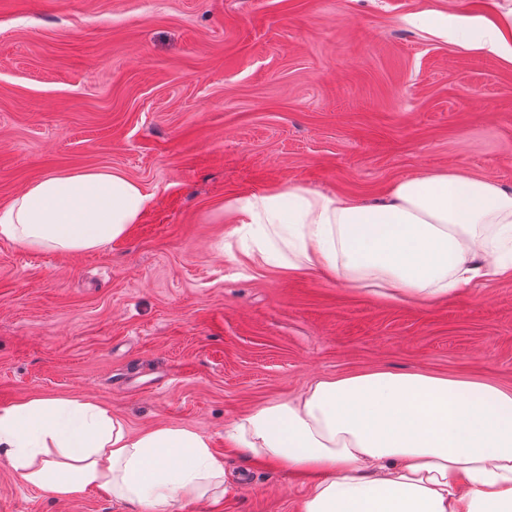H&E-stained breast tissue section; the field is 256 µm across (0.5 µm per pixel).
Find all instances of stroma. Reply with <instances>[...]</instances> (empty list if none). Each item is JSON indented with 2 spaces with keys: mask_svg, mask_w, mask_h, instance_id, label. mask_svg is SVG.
<instances>
[{
  "mask_svg": "<svg viewBox=\"0 0 512 512\" xmlns=\"http://www.w3.org/2000/svg\"><path fill=\"white\" fill-rule=\"evenodd\" d=\"M501 0H0V205L50 171L114 168L152 204L78 255L0 241V408L83 398L140 430L194 428L224 497L173 512H301V475L224 430L319 379L388 369L512 389V278L424 304L294 274L226 199L283 184L382 199L457 170L512 188V63L419 15ZM0 512H135L55 500L0 465Z\"/></svg>",
  "mask_w": 512,
  "mask_h": 512,
  "instance_id": "1",
  "label": "stroma"
}]
</instances>
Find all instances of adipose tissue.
Listing matches in <instances>:
<instances>
[{
	"mask_svg": "<svg viewBox=\"0 0 512 512\" xmlns=\"http://www.w3.org/2000/svg\"><path fill=\"white\" fill-rule=\"evenodd\" d=\"M501 22L438 18L467 51L512 61V0ZM152 201L117 169L50 172L0 206V239L79 254L123 239ZM224 210L268 262L329 271L374 293L430 300L512 277V189L460 171L394 182L379 201L283 185ZM241 454L309 476L301 512H512V391L428 373L370 370L320 380L234 421ZM0 464L55 499L101 487L138 512L224 494L208 436L157 424L131 432L82 398L0 409Z\"/></svg>",
	"mask_w": 512,
	"mask_h": 512,
	"instance_id": "ef3b65f1",
	"label": "adipose tissue"
}]
</instances>
